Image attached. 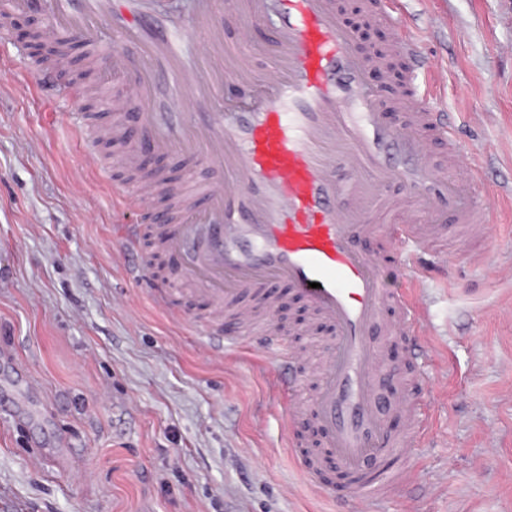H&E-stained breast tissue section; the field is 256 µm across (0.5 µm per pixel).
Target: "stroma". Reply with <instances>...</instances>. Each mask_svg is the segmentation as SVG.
I'll return each instance as SVG.
<instances>
[{
  "label": "stroma",
  "mask_w": 512,
  "mask_h": 512,
  "mask_svg": "<svg viewBox=\"0 0 512 512\" xmlns=\"http://www.w3.org/2000/svg\"><path fill=\"white\" fill-rule=\"evenodd\" d=\"M377 51L405 21L433 67L420 107L449 112L464 164L493 203L488 237L448 240L425 292L432 361L409 387L428 430L409 489L385 512H512V0H336ZM32 49L0 30V512H338L303 472L275 403L274 369L233 345L210 350L202 304L178 292L175 322L140 274L167 283L144 230L121 258L114 186L127 170L86 151L85 100L46 92ZM98 155L105 179L86 163Z\"/></svg>",
  "instance_id": "stroma-1"
}]
</instances>
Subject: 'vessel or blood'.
<instances>
[{
	"instance_id": "b4317fda",
	"label": "vessel or blood",
	"mask_w": 512,
	"mask_h": 512,
	"mask_svg": "<svg viewBox=\"0 0 512 512\" xmlns=\"http://www.w3.org/2000/svg\"><path fill=\"white\" fill-rule=\"evenodd\" d=\"M215 2L197 0L191 19L178 23L152 11L149 0H43V8L51 38H80L88 63L125 74L142 101L135 112L115 101L111 124L100 130L118 143L124 165L136 167L145 144L153 156L206 168L207 179L177 182L156 171L115 189L116 203L127 216L167 198L153 232L177 261L175 279L203 299L211 344L228 339L270 361L286 418L302 406L304 357L279 332L278 286L331 328L308 408L339 479L325 478L313 459L304 471L322 492L347 489L353 512H371L409 485L404 462L427 423L408 393L382 386L405 384L431 353L420 282L388 287L365 245L384 236L410 257L442 258L455 228L483 234L491 205L476 195L475 173L455 177L457 141L438 113L407 109L400 127L388 123L389 108L427 89L422 77L432 67L417 38L396 40L412 75L408 88L392 92L385 59L362 51L334 0H243L240 43L270 19L275 57L253 103L222 112L220 94L248 74L224 47ZM106 22L120 44L104 37ZM433 138L446 142L447 165L430 161ZM395 184L404 193H392ZM397 336L410 349L400 368L384 354ZM397 412L408 428L394 435L385 420Z\"/></svg>"
}]
</instances>
